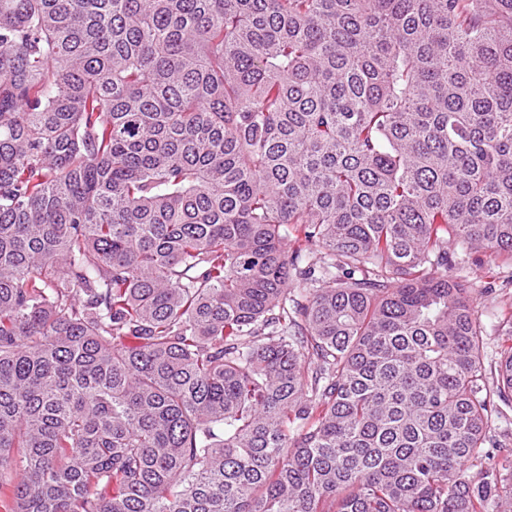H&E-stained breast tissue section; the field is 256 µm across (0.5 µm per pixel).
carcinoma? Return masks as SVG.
<instances>
[{"label":"carcinoma","instance_id":"1","mask_svg":"<svg viewBox=\"0 0 512 512\" xmlns=\"http://www.w3.org/2000/svg\"><path fill=\"white\" fill-rule=\"evenodd\" d=\"M451 241L512 264V0H0V507L500 512Z\"/></svg>","mask_w":512,"mask_h":512}]
</instances>
